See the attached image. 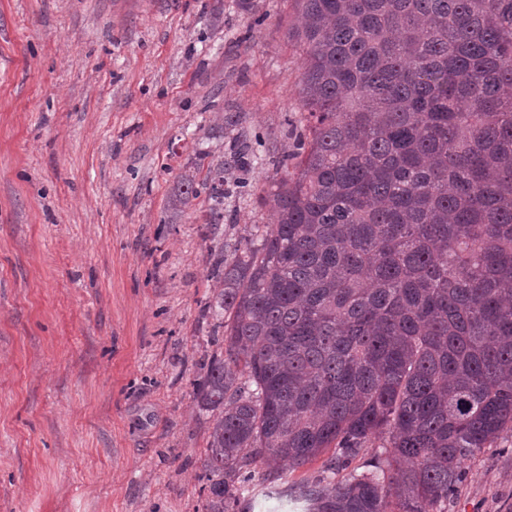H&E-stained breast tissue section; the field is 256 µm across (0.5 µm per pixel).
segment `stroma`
Masks as SVG:
<instances>
[{
  "instance_id": "obj_1",
  "label": "stroma",
  "mask_w": 512,
  "mask_h": 512,
  "mask_svg": "<svg viewBox=\"0 0 512 512\" xmlns=\"http://www.w3.org/2000/svg\"><path fill=\"white\" fill-rule=\"evenodd\" d=\"M294 21L292 0H0V512H207L209 249L272 221L261 196L305 125ZM322 466L269 486L252 464L236 512H305ZM441 510L512 512V431ZM209 191L211 197L215 200L218 206L223 205V208H216L212 211L210 224L218 225L220 221H224V167L220 165L212 170H209Z\"/></svg>"
}]
</instances>
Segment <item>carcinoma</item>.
<instances>
[{
	"instance_id": "1",
	"label": "carcinoma",
	"mask_w": 512,
	"mask_h": 512,
	"mask_svg": "<svg viewBox=\"0 0 512 512\" xmlns=\"http://www.w3.org/2000/svg\"><path fill=\"white\" fill-rule=\"evenodd\" d=\"M294 2L306 125L263 197L277 222L211 254L207 512L251 463L327 451L313 512H436L512 429V0Z\"/></svg>"
}]
</instances>
